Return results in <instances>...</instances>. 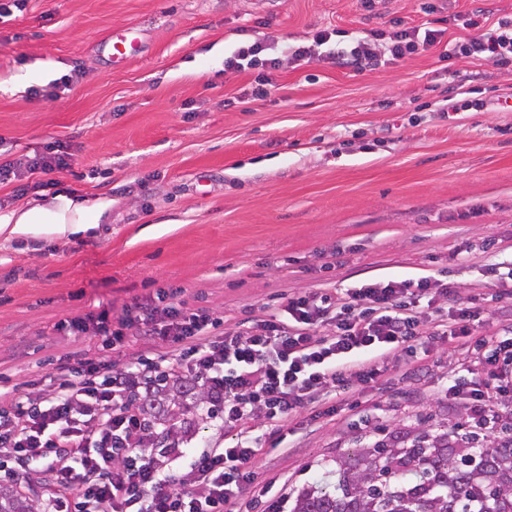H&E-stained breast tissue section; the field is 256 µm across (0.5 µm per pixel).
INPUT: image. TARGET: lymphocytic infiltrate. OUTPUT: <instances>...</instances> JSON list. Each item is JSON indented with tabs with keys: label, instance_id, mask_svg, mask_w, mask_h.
<instances>
[{
	"label": "lymphocytic infiltrate",
	"instance_id": "f902f5d3",
	"mask_svg": "<svg viewBox=\"0 0 512 512\" xmlns=\"http://www.w3.org/2000/svg\"><path fill=\"white\" fill-rule=\"evenodd\" d=\"M389 29H372L355 41L333 39L321 31L313 45H300L286 57L271 55L260 42L244 44L224 59L240 72L256 66L297 69L312 62L316 47L333 44V59L361 68L395 63L439 44L444 29L406 26L393 18ZM454 55L500 62L512 57V21L481 32L475 19L463 22ZM69 145L48 143L43 153L0 164V180L38 173L71 171ZM445 299L446 307L436 306ZM432 301L430 319L418 306ZM451 286L427 277L378 281L342 293L290 297L283 314L252 319L242 329L215 334L208 310L191 308L178 291H159L154 302L124 308L116 319L89 314L67 322L69 332L102 336L103 354L78 361L75 379L61 383L50 397L30 401L22 410L0 409V480L12 483L17 468L40 474L44 491L33 512H235L248 489L255 488L253 466L260 454L248 423L262 411L272 430L306 409L315 393L346 389L357 381H376L392 352H416L428 342H464L480 326L476 304L455 306ZM167 345L166 353L134 354L127 368L116 369L108 350H121L126 329ZM487 376L454 378L449 397L465 400L470 428L494 440H512L499 422L492 391L512 389V336L490 343ZM189 383L197 410L218 429L235 433L229 448H191L173 442L183 473L153 451L156 430L149 413L158 390Z\"/></svg>",
	"mask_w": 512,
	"mask_h": 512
}]
</instances>
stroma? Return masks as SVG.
Listing matches in <instances>:
<instances>
[{"instance_id":"obj_1","label":"stroma","mask_w":512,"mask_h":512,"mask_svg":"<svg viewBox=\"0 0 512 512\" xmlns=\"http://www.w3.org/2000/svg\"><path fill=\"white\" fill-rule=\"evenodd\" d=\"M475 12L490 29L512 0H445L434 15L424 0H378L370 13L359 0H24L0 22V164L52 141L75 162L26 188L0 183V216L72 203L90 228L0 235V406L49 394L97 353L99 338L69 335L65 321L161 288L209 309L221 333L293 295L430 277L479 299L478 335L397 353L377 382L317 399L290 420L291 447L254 417V479L289 501L377 441L467 432L446 385L484 374L482 337L512 326V280L492 271L512 261V61L446 47ZM438 17L443 43L400 63L352 72L321 46L309 65L273 71L260 97V69L224 68L255 40L279 51L325 29L354 40L392 18ZM134 28L135 56L113 62L107 36ZM168 405L160 427L173 438L234 445L207 419L174 424L193 399Z\"/></svg>"}]
</instances>
